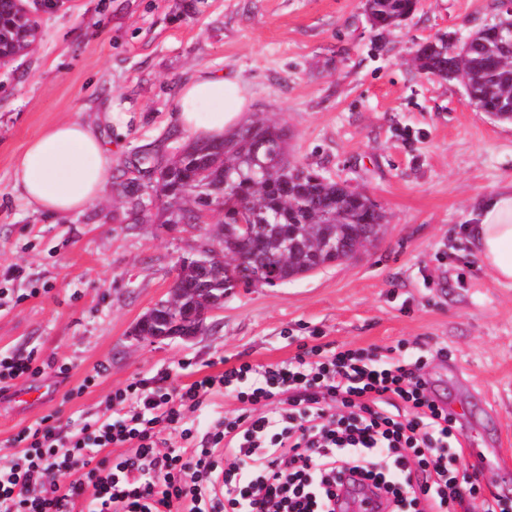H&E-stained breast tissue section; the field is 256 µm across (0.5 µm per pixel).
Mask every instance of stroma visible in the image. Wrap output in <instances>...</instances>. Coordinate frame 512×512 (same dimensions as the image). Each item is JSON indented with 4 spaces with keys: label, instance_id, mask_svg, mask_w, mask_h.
Returning a JSON list of instances; mask_svg holds the SVG:
<instances>
[{
    "label": "stroma",
    "instance_id": "35a3bbf8",
    "mask_svg": "<svg viewBox=\"0 0 512 512\" xmlns=\"http://www.w3.org/2000/svg\"><path fill=\"white\" fill-rule=\"evenodd\" d=\"M497 0H418L399 26H371L362 0H57L33 4L41 38L0 69V353L38 348L68 363L0 397V459L39 418L103 409L113 389L184 363L214 373L277 364L318 346L422 359L457 415L468 473L485 498L512 500V288L472 253L467 228L484 198L512 182V123L473 106L463 85L413 61L420 44L464 41ZM247 83V118L285 123L292 153L366 193L386 232L356 259L277 286L234 289L191 340L142 341L133 328L168 298L183 224L136 220L115 185L145 152L186 142L174 114L197 70ZM118 109L113 184L83 213L32 212L13 187L16 156L59 120ZM93 385H85V378ZM81 396L69 397L76 386Z\"/></svg>",
    "mask_w": 512,
    "mask_h": 512
}]
</instances>
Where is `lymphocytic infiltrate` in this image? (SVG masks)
<instances>
[{
  "label": "lymphocytic infiltrate",
  "instance_id": "1",
  "mask_svg": "<svg viewBox=\"0 0 512 512\" xmlns=\"http://www.w3.org/2000/svg\"><path fill=\"white\" fill-rule=\"evenodd\" d=\"M68 365L38 348L0 355V392ZM159 373L115 389L72 431L42 417L0 464V512H337L344 476L371 482L386 512H461L455 420L419 369L344 350L295 364H241L179 386ZM248 380L236 416H193ZM186 442L168 449L170 438Z\"/></svg>",
  "mask_w": 512,
  "mask_h": 512
}]
</instances>
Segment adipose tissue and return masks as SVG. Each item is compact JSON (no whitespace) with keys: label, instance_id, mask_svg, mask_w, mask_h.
I'll list each match as a JSON object with an SVG mask.
<instances>
[{"label":"adipose tissue","instance_id":"1","mask_svg":"<svg viewBox=\"0 0 512 512\" xmlns=\"http://www.w3.org/2000/svg\"><path fill=\"white\" fill-rule=\"evenodd\" d=\"M248 90L236 76L198 70L180 89L177 127L199 141L222 140L246 110ZM127 115L102 112L94 119H64L32 139L15 160L13 184L30 210L54 216L79 214L98 201L112 179V147L105 128L123 129ZM472 246L502 286L512 288V183L480 205Z\"/></svg>","mask_w":512,"mask_h":512}]
</instances>
